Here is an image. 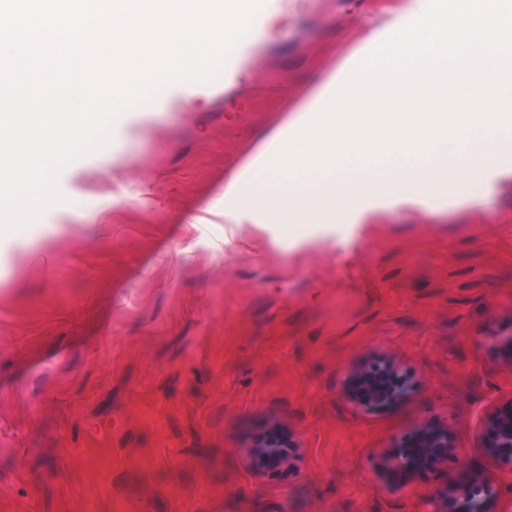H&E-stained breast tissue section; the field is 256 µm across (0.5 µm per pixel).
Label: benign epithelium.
<instances>
[{
	"instance_id": "benign-epithelium-1",
	"label": "benign epithelium",
	"mask_w": 512,
	"mask_h": 512,
	"mask_svg": "<svg viewBox=\"0 0 512 512\" xmlns=\"http://www.w3.org/2000/svg\"><path fill=\"white\" fill-rule=\"evenodd\" d=\"M493 350L501 362L512 366L511 336L495 340ZM415 391L414 374L406 360L387 354L364 359L350 386L353 400L367 409H400L412 399ZM419 441H431L443 452L435 460L406 466L398 486L428 479L446 465H462L473 480L465 484L445 481L437 486L443 512H501L504 487L489 477L485 462L490 461L512 473V397L485 415L480 435L481 455L473 456L460 448L453 433L443 428L436 417L423 422L409 420L401 435L375 456L377 469L387 471L390 460H400L405 449L415 447Z\"/></svg>"
}]
</instances>
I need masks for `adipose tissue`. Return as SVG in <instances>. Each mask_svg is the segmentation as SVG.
Returning <instances> with one entry per match:
<instances>
[{"label":"adipose tissue","mask_w":512,"mask_h":512,"mask_svg":"<svg viewBox=\"0 0 512 512\" xmlns=\"http://www.w3.org/2000/svg\"><path fill=\"white\" fill-rule=\"evenodd\" d=\"M276 131L280 182L237 174L224 189L237 219L360 224L432 199L474 175L492 130L512 113V0H412L341 56L325 85ZM387 146L394 163L374 156Z\"/></svg>","instance_id":"1"}]
</instances>
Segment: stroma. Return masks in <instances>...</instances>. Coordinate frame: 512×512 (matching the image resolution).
I'll list each match as a JSON object with an SVG mask.
<instances>
[{"label": "stroma", "instance_id": "stroma-1", "mask_svg": "<svg viewBox=\"0 0 512 512\" xmlns=\"http://www.w3.org/2000/svg\"><path fill=\"white\" fill-rule=\"evenodd\" d=\"M401 4L269 0L223 95L128 112L65 203L0 237V512H390L369 470L407 420L478 453L512 396L477 339L493 315L512 336V166L365 224L240 223L224 199L243 167L274 177L336 42ZM383 348L420 365L416 396L370 412L348 376ZM269 445L288 477L251 456Z\"/></svg>", "mask_w": 512, "mask_h": 512}]
</instances>
